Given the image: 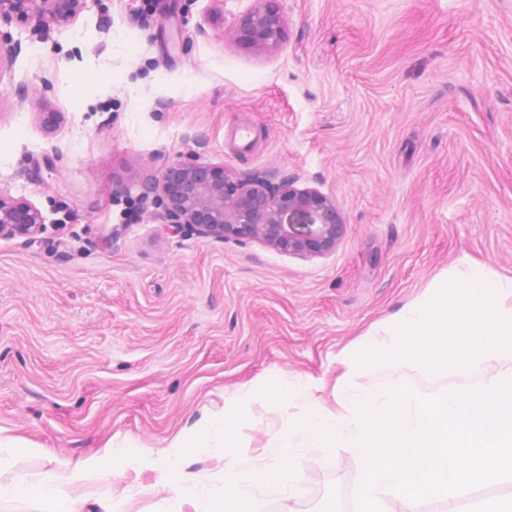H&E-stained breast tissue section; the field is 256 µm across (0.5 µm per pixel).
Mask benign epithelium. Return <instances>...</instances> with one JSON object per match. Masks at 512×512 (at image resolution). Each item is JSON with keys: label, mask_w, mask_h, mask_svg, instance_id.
<instances>
[{"label": "benign epithelium", "mask_w": 512, "mask_h": 512, "mask_svg": "<svg viewBox=\"0 0 512 512\" xmlns=\"http://www.w3.org/2000/svg\"><path fill=\"white\" fill-rule=\"evenodd\" d=\"M86 0H0V21L26 19L33 35L62 28ZM224 38L257 52L277 49L286 38L278 0L255 6L224 29ZM142 212L167 230L193 229L203 239L252 241L310 259L327 256L343 241L347 222L340 203L313 187H297L293 175L274 171L239 173L197 160H176L139 185ZM44 217L31 202L0 194V238L34 240Z\"/></svg>", "instance_id": "obj_1"}]
</instances>
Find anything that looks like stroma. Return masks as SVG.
Segmentation results:
<instances>
[{
	"mask_svg": "<svg viewBox=\"0 0 512 512\" xmlns=\"http://www.w3.org/2000/svg\"><path fill=\"white\" fill-rule=\"evenodd\" d=\"M253 5L88 0L45 39L0 25V192L45 218L36 240L0 239V433L26 443L0 480L111 441L164 448L275 372L335 408L340 352L453 265L512 278V0H282L287 38L266 53L224 38ZM187 157L336 198L343 242L299 259L131 212L136 184ZM477 380L407 362L358 377L379 392ZM309 404L251 406L234 457L278 460L273 435ZM295 455L307 489L260 512H354L345 449ZM154 481L105 473L84 512L116 484L126 512H191L196 486L176 500Z\"/></svg>",
	"mask_w": 512,
	"mask_h": 512,
	"instance_id": "35a3bbf8",
	"label": "stroma"
}]
</instances>
